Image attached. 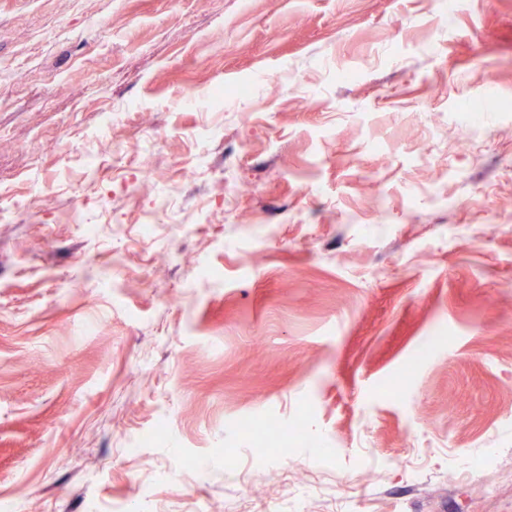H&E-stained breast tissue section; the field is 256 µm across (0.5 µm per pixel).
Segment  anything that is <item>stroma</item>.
Masks as SVG:
<instances>
[{"instance_id":"1","label":"stroma","mask_w":512,"mask_h":512,"mask_svg":"<svg viewBox=\"0 0 512 512\" xmlns=\"http://www.w3.org/2000/svg\"><path fill=\"white\" fill-rule=\"evenodd\" d=\"M510 469L512 0H0V501L512 512Z\"/></svg>"}]
</instances>
